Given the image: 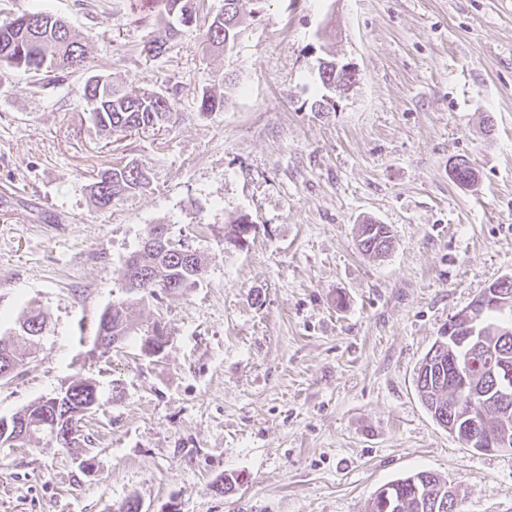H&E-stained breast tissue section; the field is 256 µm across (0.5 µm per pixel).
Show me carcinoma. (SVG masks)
<instances>
[{
  "instance_id": "1",
  "label": "carcinoma",
  "mask_w": 512,
  "mask_h": 512,
  "mask_svg": "<svg viewBox=\"0 0 512 512\" xmlns=\"http://www.w3.org/2000/svg\"><path fill=\"white\" fill-rule=\"evenodd\" d=\"M243 0H224L223 20H210L204 36L206 47L226 49L235 43L246 29L248 18L253 13L243 10ZM159 6L158 20L166 29L167 40L155 39L145 45L144 50L152 58H158L168 50V41L176 38L187 21H196L200 7L191 0H156ZM88 51L85 45L72 33L63 19L43 11H24L0 24V64L7 65L23 74L48 75L59 82L64 71L86 67ZM328 59L325 68L318 69L322 86L327 90L336 89V84L351 86L358 81V71L338 73ZM86 112L95 125L107 137L116 132H144L161 128L171 121L175 112V100L168 90L161 88L151 91L126 90L112 84L110 77L104 82L88 79L82 90ZM224 108V97L208 91L202 93L199 111L204 115ZM449 174L454 183L467 187L475 181L470 168H457L449 165ZM151 168L141 161L129 160L112 164L100 170L89 184L92 204L107 210L125 194L147 188L150 184ZM365 237L358 240V249L369 256L372 248L388 251L392 237L388 226L367 221L363 224ZM142 275L148 277L146 286L133 285L125 281L126 288L144 297L160 298L162 294L183 292L194 286L204 273V265L199 255L186 249L179 242L167 245L164 252L145 249L137 250ZM135 332L130 303L125 300L112 302L100 316L97 335L128 338ZM448 357L424 371L423 388L425 401L438 410H448V393L440 381L448 380ZM492 385L483 383L478 388L480 396L476 403H484L490 409L489 428L507 430L512 433V410L505 412L496 405ZM101 399L97 385L78 378L70 383L60 399L50 397L27 406L16 414L31 426L36 435H52L51 424L59 421L64 424L72 419L81 420ZM447 499L448 508L444 512H461V500L456 488L448 486L447 479H441L432 472L422 470L383 486L376 498L373 512H432L430 503L437 496Z\"/></svg>"
}]
</instances>
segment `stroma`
Returning <instances> with one entry per match:
<instances>
[{
  "instance_id": "obj_1",
  "label": "stroma",
  "mask_w": 512,
  "mask_h": 512,
  "mask_svg": "<svg viewBox=\"0 0 512 512\" xmlns=\"http://www.w3.org/2000/svg\"><path fill=\"white\" fill-rule=\"evenodd\" d=\"M25 10L67 21L113 83L169 87L182 117L118 140L151 182L99 210L88 186L113 156L87 72L0 66V337L46 320L0 380V417L79 377L102 392L78 444L0 447V512H370L420 470L464 512H512V454L467 449L416 389L449 319L512 276V0H265L233 50L206 51L197 26L157 60L152 0H0V22ZM329 53L359 81L320 112ZM206 89L227 101L201 117ZM463 157L467 188L448 175ZM367 219L391 231L384 257L357 248ZM157 224L206 273L135 300L138 333L101 353L100 315ZM157 320L169 342L147 357Z\"/></svg>"
}]
</instances>
